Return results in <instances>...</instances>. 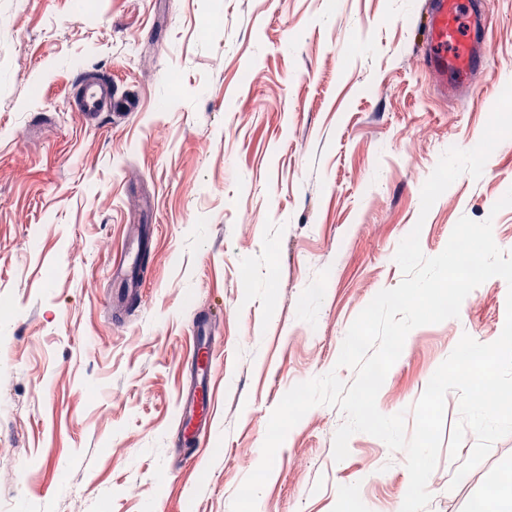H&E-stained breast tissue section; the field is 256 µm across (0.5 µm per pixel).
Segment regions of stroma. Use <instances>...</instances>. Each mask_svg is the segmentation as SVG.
<instances>
[{
  "label": "stroma",
  "instance_id": "stroma-1",
  "mask_svg": "<svg viewBox=\"0 0 512 512\" xmlns=\"http://www.w3.org/2000/svg\"><path fill=\"white\" fill-rule=\"evenodd\" d=\"M494 54L440 98L421 61L426 0H0V512H230L270 415L336 371L349 326L403 274L420 227L438 255L466 216L512 253V138L421 214L450 147L474 148L512 81V0H488ZM111 80L97 125L67 106ZM150 227L139 305L114 312L128 225ZM493 277L459 317L413 329L376 405L411 410L462 335L501 334ZM216 315L215 417L175 447L194 320ZM309 410L278 449L257 512H400L405 451ZM441 448L425 512H470L512 474V435L460 483Z\"/></svg>",
  "mask_w": 512,
  "mask_h": 512
}]
</instances>
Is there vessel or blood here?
<instances>
[{
    "instance_id": "b4317fda",
    "label": "vessel or blood",
    "mask_w": 512,
    "mask_h": 512,
    "mask_svg": "<svg viewBox=\"0 0 512 512\" xmlns=\"http://www.w3.org/2000/svg\"><path fill=\"white\" fill-rule=\"evenodd\" d=\"M429 29L427 34L428 50L424 61L435 81L447 85L449 74H456L453 82L456 89L466 88L471 77L489 57L480 21L482 11L472 8L469 45L462 59H449L446 45L459 42L460 37L455 21V0H428ZM112 101L111 84L98 77H85L79 80L77 87L68 100L71 111L85 123L92 124L99 116L108 111ZM141 257V239L139 235H130L123 259L111 269L112 280L118 281L120 289L118 299L134 304L140 293L138 268ZM212 317L197 318L194 323L197 338L193 344L191 366L195 372L194 386L187 395L181 396L178 403L179 434L183 443L194 445L206 434L213 417L214 397L210 390V372L214 366L211 347Z\"/></svg>"
}]
</instances>
